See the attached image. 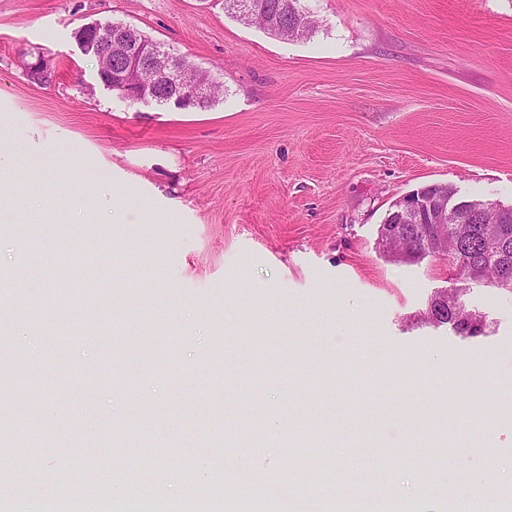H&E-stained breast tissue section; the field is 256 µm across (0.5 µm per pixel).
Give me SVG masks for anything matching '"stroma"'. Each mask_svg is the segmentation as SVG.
<instances>
[{"label": "stroma", "mask_w": 512, "mask_h": 512, "mask_svg": "<svg viewBox=\"0 0 512 512\" xmlns=\"http://www.w3.org/2000/svg\"><path fill=\"white\" fill-rule=\"evenodd\" d=\"M302 3L319 27L283 41L223 0H0V343L18 350L0 421L27 423L0 483L28 425L69 443L39 451L28 500L95 471L139 412L155 423L129 459L195 441L186 468L247 457L298 488L328 468L333 489L394 487L418 512H448L458 475L512 498V290L378 245L392 202L426 185L512 204V0ZM99 20L211 69L223 100L186 112L107 89L74 39ZM39 55L43 86L26 75ZM456 286L484 335L420 320ZM406 413L457 422L454 451Z\"/></svg>", "instance_id": "stroma-1"}]
</instances>
